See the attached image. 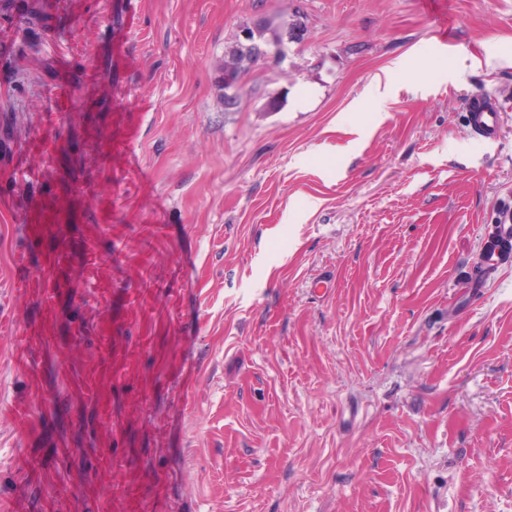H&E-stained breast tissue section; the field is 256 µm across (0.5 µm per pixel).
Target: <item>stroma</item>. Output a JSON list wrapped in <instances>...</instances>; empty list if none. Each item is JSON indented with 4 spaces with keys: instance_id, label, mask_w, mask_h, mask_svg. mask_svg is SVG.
<instances>
[{
    "instance_id": "35a3bbf8",
    "label": "stroma",
    "mask_w": 512,
    "mask_h": 512,
    "mask_svg": "<svg viewBox=\"0 0 512 512\" xmlns=\"http://www.w3.org/2000/svg\"><path fill=\"white\" fill-rule=\"evenodd\" d=\"M2 197L0 512H512V0H0ZM259 21V22H258ZM254 22L257 35H253L254 41L258 45H263L279 37L280 30L285 21L274 22V20L263 18ZM258 22V23H257ZM305 35V25L299 19L286 21L284 26V35L281 40L267 44L263 49L264 61H277L280 63L284 57V37L288 40L300 39ZM263 61V62H264ZM266 63V62H264ZM252 33H255L254 26L250 27V29L242 28L240 30V42L243 44V46H245V48L250 47L253 44ZM240 42H235V44L229 50L227 56L224 54V67L219 69V81L221 83V90H224V76L232 75L236 78L237 81H239L241 76L243 79L245 75L249 74L261 62V60L258 59V50L255 52L253 59H250L249 54L245 51L244 47L241 46ZM245 57L251 61L250 65L246 64ZM466 112L469 126L476 134L487 139H493L498 135L501 112L491 99H469ZM62 219V211L55 207H48L37 214L25 216L23 219L29 225L31 232L41 241L55 244L57 241V226L48 224Z\"/></svg>"
}]
</instances>
